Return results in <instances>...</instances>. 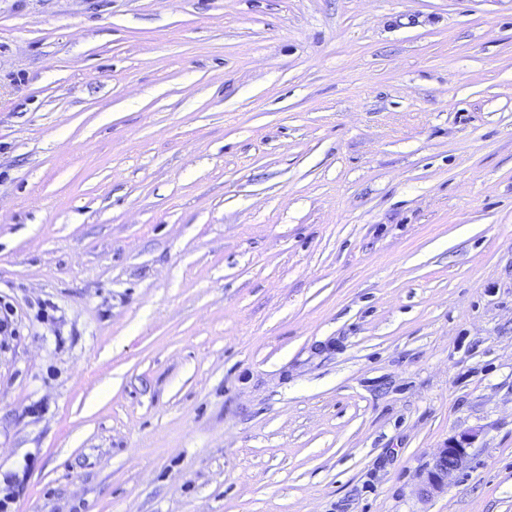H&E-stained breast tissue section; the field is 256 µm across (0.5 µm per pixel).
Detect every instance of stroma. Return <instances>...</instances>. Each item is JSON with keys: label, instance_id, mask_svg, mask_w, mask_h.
Instances as JSON below:
<instances>
[{"label": "stroma", "instance_id": "stroma-1", "mask_svg": "<svg viewBox=\"0 0 512 512\" xmlns=\"http://www.w3.org/2000/svg\"><path fill=\"white\" fill-rule=\"evenodd\" d=\"M0 301L12 512H512V0H0ZM474 437L475 434L464 432L438 451L422 478L423 496L433 497L448 489V477L463 467Z\"/></svg>", "mask_w": 512, "mask_h": 512}]
</instances>
